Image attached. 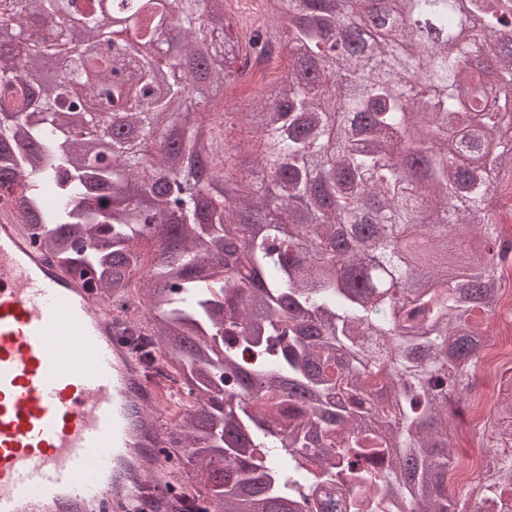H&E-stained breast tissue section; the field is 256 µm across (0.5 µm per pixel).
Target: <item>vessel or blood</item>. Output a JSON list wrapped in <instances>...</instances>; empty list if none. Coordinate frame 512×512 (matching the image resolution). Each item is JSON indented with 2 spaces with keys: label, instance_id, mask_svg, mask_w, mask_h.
<instances>
[{
  "label": "vessel or blood",
  "instance_id": "obj_1",
  "mask_svg": "<svg viewBox=\"0 0 512 512\" xmlns=\"http://www.w3.org/2000/svg\"><path fill=\"white\" fill-rule=\"evenodd\" d=\"M120 321L0 206V512H175L171 423Z\"/></svg>",
  "mask_w": 512,
  "mask_h": 512
}]
</instances>
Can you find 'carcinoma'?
Returning <instances> with one entry per match:
<instances>
[{"instance_id":"1","label":"carcinoma","mask_w":512,"mask_h":512,"mask_svg":"<svg viewBox=\"0 0 512 512\" xmlns=\"http://www.w3.org/2000/svg\"><path fill=\"white\" fill-rule=\"evenodd\" d=\"M0 0V188L61 265L90 276L182 390L178 512H456L448 402L472 394L512 194V0H277L288 34L229 35L224 0ZM470 46L452 49L468 16ZM288 72L224 138L230 78L267 45ZM116 78L101 112L78 89ZM154 248L141 263L143 243ZM377 336L374 356L361 338ZM496 444L512 448V377ZM512 497V459L491 483Z\"/></svg>"}]
</instances>
